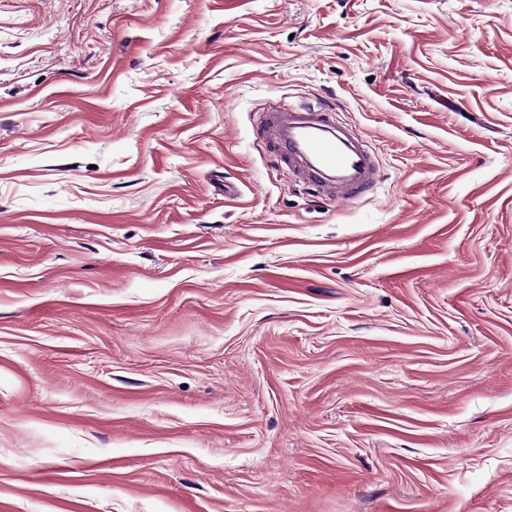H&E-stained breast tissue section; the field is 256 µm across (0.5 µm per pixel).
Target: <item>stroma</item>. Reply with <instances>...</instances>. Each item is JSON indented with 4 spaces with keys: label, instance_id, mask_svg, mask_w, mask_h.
<instances>
[{
    "label": "stroma",
    "instance_id": "35a3bbf8",
    "mask_svg": "<svg viewBox=\"0 0 512 512\" xmlns=\"http://www.w3.org/2000/svg\"><path fill=\"white\" fill-rule=\"evenodd\" d=\"M0 512H512V0H0ZM259 129L276 156L333 199L355 201L373 192L385 173L374 152L331 112L305 106L272 107L260 113Z\"/></svg>",
    "mask_w": 512,
    "mask_h": 512
}]
</instances>
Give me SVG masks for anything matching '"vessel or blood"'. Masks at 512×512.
I'll use <instances>...</instances> for the list:
<instances>
[{"mask_svg": "<svg viewBox=\"0 0 512 512\" xmlns=\"http://www.w3.org/2000/svg\"><path fill=\"white\" fill-rule=\"evenodd\" d=\"M259 119V129L269 135L279 161L333 199L355 201L384 180L374 152L327 110L278 106Z\"/></svg>", "mask_w": 512, "mask_h": 512, "instance_id": "b4317fda", "label": "vessel or blood"}]
</instances>
